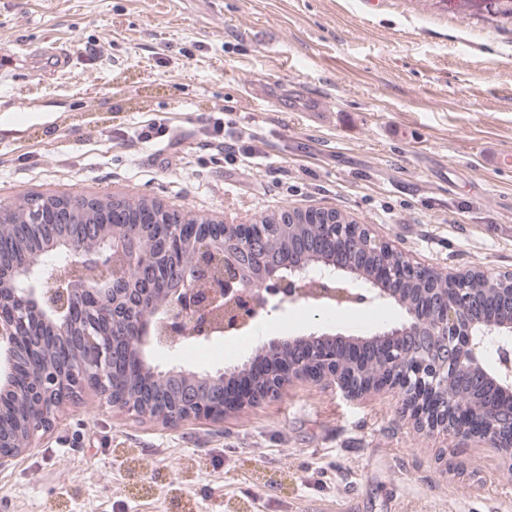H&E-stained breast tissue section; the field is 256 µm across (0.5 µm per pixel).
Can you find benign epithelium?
Masks as SVG:
<instances>
[{
    "mask_svg": "<svg viewBox=\"0 0 512 512\" xmlns=\"http://www.w3.org/2000/svg\"><path fill=\"white\" fill-rule=\"evenodd\" d=\"M89 204L84 195L72 194L48 216L32 208L15 260L0 264V405L6 401L25 411L10 430L0 425V468L31 448L58 410L87 388L125 407L126 400L112 394L106 379L116 365L117 343L100 332L99 316L118 317V336L142 374L180 387L181 401L164 411L170 426L192 418L221 420L225 409L244 399H276L295 380L334 385L349 399L391 390L400 396L398 418L459 441L486 442L512 466V320L486 317L483 302L492 292L512 309V288H473L469 281L475 271L450 272L448 287L426 284L421 301L405 303L398 284L423 266L372 236L367 225L337 224L325 209L303 213L305 220L324 224L323 242L334 241L336 249L347 252L364 239L380 260L370 275L355 266L345 269L346 280L368 285L362 291L344 287L333 274L308 272L291 249L270 255L272 224L191 221L149 201L138 219L127 223L130 202L119 198L104 205L98 222L82 224L78 217ZM51 224L70 229L50 247L59 255L56 261L27 247ZM143 224L166 225L164 236L147 239ZM159 266L167 274L162 294L134 287L130 271L142 279ZM385 302L406 313L390 330L369 337L313 332L270 341L264 353L287 350L288 361L255 377L221 411L202 397L199 386H222L228 373L163 371L147 360L154 346L239 335L259 318L303 303L340 308ZM35 317L72 347L76 358L47 364L19 388L14 377L25 353L20 340ZM490 346L497 352L493 367L485 360ZM476 384L493 393L480 408L453 392Z\"/></svg>",
    "mask_w": 512,
    "mask_h": 512,
    "instance_id": "obj_1",
    "label": "benign epithelium"
}]
</instances>
